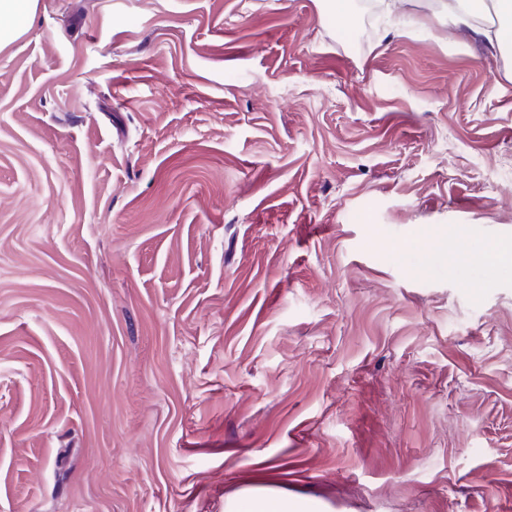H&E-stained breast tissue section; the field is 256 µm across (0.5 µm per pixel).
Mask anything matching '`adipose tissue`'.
<instances>
[{
  "label": "adipose tissue",
  "mask_w": 512,
  "mask_h": 512,
  "mask_svg": "<svg viewBox=\"0 0 512 512\" xmlns=\"http://www.w3.org/2000/svg\"><path fill=\"white\" fill-rule=\"evenodd\" d=\"M432 13L495 53L512 52V0H433Z\"/></svg>",
  "instance_id": "ef3b65f1"
}]
</instances>
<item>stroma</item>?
Wrapping results in <instances>:
<instances>
[{
	"mask_svg": "<svg viewBox=\"0 0 512 512\" xmlns=\"http://www.w3.org/2000/svg\"><path fill=\"white\" fill-rule=\"evenodd\" d=\"M323 7L0 47V512H512V59ZM323 18L336 23V26L346 30L351 23V11L348 0H327Z\"/></svg>",
	"mask_w": 512,
	"mask_h": 512,
	"instance_id": "obj_1",
	"label": "stroma"
}]
</instances>
